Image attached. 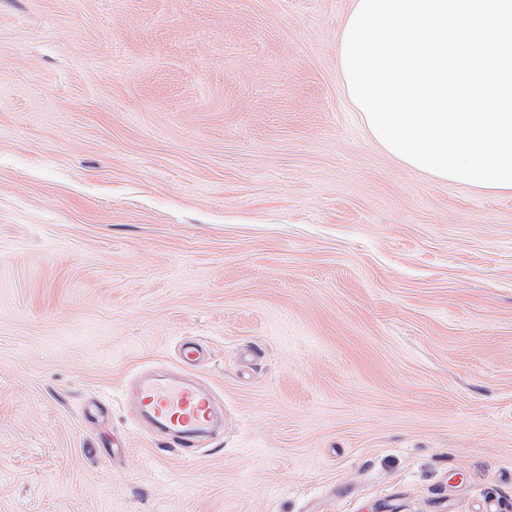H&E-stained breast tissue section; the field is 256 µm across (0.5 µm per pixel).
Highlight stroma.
Masks as SVG:
<instances>
[{"instance_id": "obj_1", "label": "stroma", "mask_w": 512, "mask_h": 512, "mask_svg": "<svg viewBox=\"0 0 512 512\" xmlns=\"http://www.w3.org/2000/svg\"><path fill=\"white\" fill-rule=\"evenodd\" d=\"M350 4L0 0V512H512V192L374 141ZM208 354L198 339H184L178 347L179 372H140L123 385V395L138 420L167 438L166 446L180 448L190 458L224 427V411L190 372L204 363Z\"/></svg>"}]
</instances>
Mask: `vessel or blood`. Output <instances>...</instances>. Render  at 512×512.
<instances>
[{"label":"vessel or blood","instance_id":"b4317fda","mask_svg":"<svg viewBox=\"0 0 512 512\" xmlns=\"http://www.w3.org/2000/svg\"><path fill=\"white\" fill-rule=\"evenodd\" d=\"M208 354L198 339H184L178 347L179 372H141L123 386V395L138 420L165 437L168 446L180 448L191 458L224 425L223 411L193 373Z\"/></svg>","mask_w":512,"mask_h":512}]
</instances>
